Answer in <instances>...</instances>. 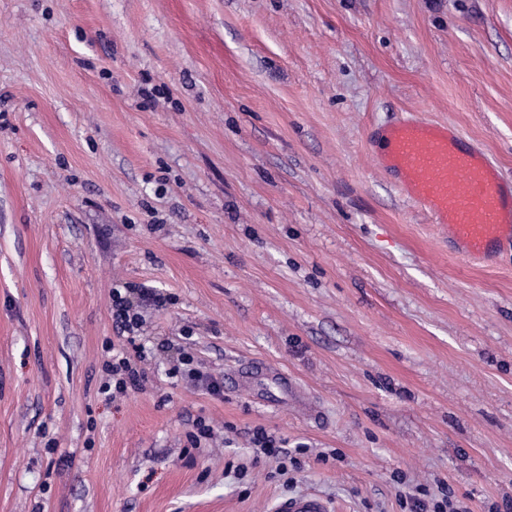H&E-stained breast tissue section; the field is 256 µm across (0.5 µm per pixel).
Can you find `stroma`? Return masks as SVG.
Instances as JSON below:
<instances>
[{
  "label": "stroma",
  "instance_id": "obj_1",
  "mask_svg": "<svg viewBox=\"0 0 512 512\" xmlns=\"http://www.w3.org/2000/svg\"><path fill=\"white\" fill-rule=\"evenodd\" d=\"M410 117L512 179V0H0V512H401L397 472L512 512V245L468 262L380 170ZM124 283L172 302L112 400ZM134 349L136 360L132 359L123 350L114 353L115 347H113L112 360L105 364V372L109 379L104 384V392H110L112 389V399L117 397L116 394H126L129 388L137 389L141 387L145 380V371L138 365V362L144 360V350H142L141 345L139 348L134 347ZM180 361L183 366H186L184 373L191 381L203 386L212 396L221 397L224 395V381L210 374H204L198 368L194 367V357L192 354L188 352L183 353ZM275 512H330L328 503L315 494H299L281 499L274 507Z\"/></svg>",
  "mask_w": 512,
  "mask_h": 512
}]
</instances>
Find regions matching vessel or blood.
<instances>
[{
    "instance_id": "1",
    "label": "vessel or blood",
    "mask_w": 512,
    "mask_h": 512,
    "mask_svg": "<svg viewBox=\"0 0 512 512\" xmlns=\"http://www.w3.org/2000/svg\"><path fill=\"white\" fill-rule=\"evenodd\" d=\"M384 139L379 167L429 213L448 245L473 263L491 264L512 243V181L453 125L411 118L370 131ZM275 512H330L315 494L281 499Z\"/></svg>"
}]
</instances>
